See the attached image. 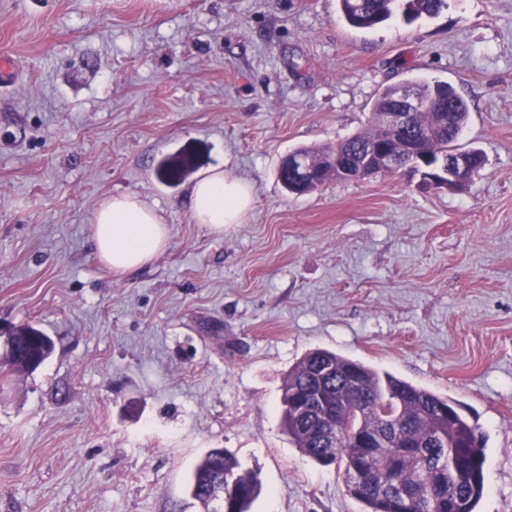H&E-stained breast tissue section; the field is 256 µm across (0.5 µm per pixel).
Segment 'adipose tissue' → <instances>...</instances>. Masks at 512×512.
<instances>
[{"mask_svg":"<svg viewBox=\"0 0 512 512\" xmlns=\"http://www.w3.org/2000/svg\"><path fill=\"white\" fill-rule=\"evenodd\" d=\"M191 216L215 233L243 223L253 204L250 182L214 171L190 188ZM98 258L116 272L135 269L154 260L169 242V230L154 208L133 194L104 201L92 219Z\"/></svg>","mask_w":512,"mask_h":512,"instance_id":"1","label":"adipose tissue"}]
</instances>
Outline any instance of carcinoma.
<instances>
[{
    "instance_id": "cac0c4a2",
    "label": "carcinoma",
    "mask_w": 512,
    "mask_h": 512,
    "mask_svg": "<svg viewBox=\"0 0 512 512\" xmlns=\"http://www.w3.org/2000/svg\"><path fill=\"white\" fill-rule=\"evenodd\" d=\"M340 18L349 26L366 30L390 19L397 5H402L405 19L423 14L433 16L446 6V0H337ZM410 85L431 100L426 111L418 113L416 125L426 133L421 153L430 160L450 152H460L458 140L468 121V108L453 86L443 80H412ZM397 86H388L372 106L374 120L365 132L356 133L339 142L336 148L325 151L300 147L296 152L316 158L338 154L342 159L358 154L371 140L380 136L379 119L395 104ZM199 167V155L184 147L163 156L157 163V179L166 185L176 184ZM338 175L335 169H326L321 181L297 182L288 173V163L281 162L278 180L282 187L296 195L318 189L330 177ZM43 332L30 323L21 325L15 340V354L4 357L0 372H27L26 356L33 353L45 362L54 350V343L41 338ZM324 363L333 366L332 377L321 378L318 367ZM356 382L357 411L345 413L333 420L341 439L326 458V450L319 447L314 437L318 420L297 417L288 408L293 400L289 392L297 390L303 396L319 391L331 398L346 392ZM283 426L299 450L323 467L337 466L343 472L346 492L366 506L365 512H476L485 493V448L477 428L461 415L452 402L426 388L415 386L391 374H380L371 367L338 355L316 349L305 354L288 372L281 386ZM391 412L401 421L400 435L406 454L392 455L382 448L369 456L348 433L360 426L378 427ZM363 473V481L355 482L351 473ZM232 482L231 512H249L260 493L255 477L240 468L238 460L224 448L210 450L195 466L190 484L192 497L209 504L207 489L216 482ZM400 487L410 492L408 504L399 502L384 487Z\"/></svg>"
}]
</instances>
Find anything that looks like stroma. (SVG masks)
<instances>
[{
	"label": "stroma",
	"instance_id": "35a3bbf8",
	"mask_svg": "<svg viewBox=\"0 0 512 512\" xmlns=\"http://www.w3.org/2000/svg\"><path fill=\"white\" fill-rule=\"evenodd\" d=\"M0 327L55 342L0 381V512H204L192 471L229 450L262 486L251 512H365L281 425V385L313 349L458 404L485 440L477 512H512V0H448L360 31L336 0H0ZM451 83L462 190L403 169L295 196L282 159L370 125L387 86ZM200 149L249 181L244 223H194ZM119 193L169 227L116 273L88 228ZM198 162V153L194 149L184 147L163 156L158 161L156 177L163 184L174 185L194 173L200 166Z\"/></svg>",
	"mask_w": 512,
	"mask_h": 512
}]
</instances>
